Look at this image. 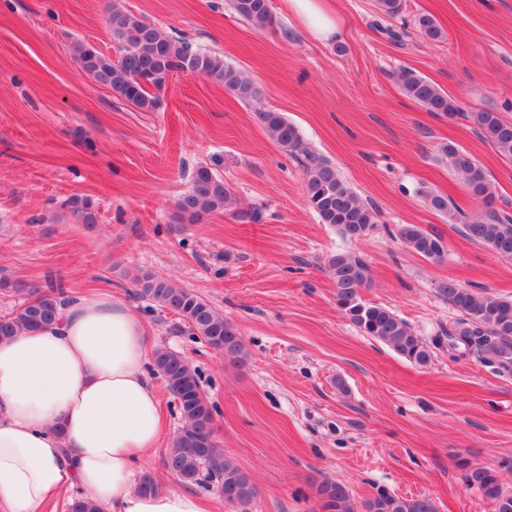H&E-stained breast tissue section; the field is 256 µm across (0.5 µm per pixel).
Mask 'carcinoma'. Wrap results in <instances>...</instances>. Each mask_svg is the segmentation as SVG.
Returning a JSON list of instances; mask_svg holds the SVG:
<instances>
[{"mask_svg":"<svg viewBox=\"0 0 512 512\" xmlns=\"http://www.w3.org/2000/svg\"><path fill=\"white\" fill-rule=\"evenodd\" d=\"M231 8L257 30L275 25L270 0H231ZM108 23L113 37L124 43L119 59L114 61L97 49L78 43L77 60L94 81L110 87L143 112L158 108V93L179 71L205 76L243 101L257 97V89L245 72L227 64L219 55L193 52L186 44L173 41L156 26L117 6L112 7ZM415 28L427 40L445 38L444 30L430 14L418 15ZM398 85L406 97L428 112L449 117L458 111L447 93L413 69L405 67L399 71ZM259 119L270 139L302 167L308 204L321 223L335 228L345 240L359 241L368 236L377 224L376 207L362 201L334 165L314 155L298 128L282 113L261 112ZM473 123L485 140L502 155L512 158V123L503 121L492 110L473 113ZM442 152L470 193L491 205L488 178L477 160L452 142L445 144ZM424 196L434 211L452 223L458 221L448 197L429 192ZM235 204L224 180L209 166L200 165L193 172L189 190L175 200L173 219L178 224H198ZM68 206L77 222L99 223L98 212L89 199L75 196ZM462 232L501 258L512 260V218L508 215L487 210L484 215L464 222ZM399 235L408 248L427 260L441 262L448 254L441 234L417 224L401 225ZM323 269L333 283L336 307L341 314L361 335L385 344L405 360L427 364L430 347L441 346L446 339L448 349L461 347V357L469 346L488 363L512 364V297L475 293L451 280L438 282V294L458 312V317L428 343L391 309L363 297L362 289L370 281L364 260L347 252H335L323 258ZM135 286L141 297L179 315L188 325L190 335L235 363L244 361L239 331L206 300L173 280L149 274L136 278ZM0 291L20 299L11 312L0 316V340L58 321L71 303L62 282L51 275L45 284L38 285L4 274L0 276ZM153 363L174 396L182 421L167 449L165 467L184 484L207 485L217 481L225 502L239 507L240 512H250L257 488L250 475L218 448L214 439V408L201 388L197 371L181 353L168 349L156 350ZM458 467L465 486L476 489L490 501L494 512H512V493L504 491L495 470L475 467L464 459L458 461ZM316 491L322 512H438L430 496L403 497L384 485L374 487L357 508L349 488L341 482L323 479ZM67 512H101V508L88 497H75L67 503Z\"/></svg>","mask_w":512,"mask_h":512,"instance_id":"cac0c4a2","label":"carcinoma"}]
</instances>
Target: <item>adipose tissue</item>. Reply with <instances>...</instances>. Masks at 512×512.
<instances>
[{
  "mask_svg": "<svg viewBox=\"0 0 512 512\" xmlns=\"http://www.w3.org/2000/svg\"><path fill=\"white\" fill-rule=\"evenodd\" d=\"M288 9L318 40L339 33L326 0ZM146 360L141 320L108 294L0 341V512H47L70 491L107 512H207L196 494L136 488L164 445Z\"/></svg>",
  "mask_w": 512,
  "mask_h": 512,
  "instance_id": "adipose-tissue-1",
  "label": "adipose tissue"
}]
</instances>
